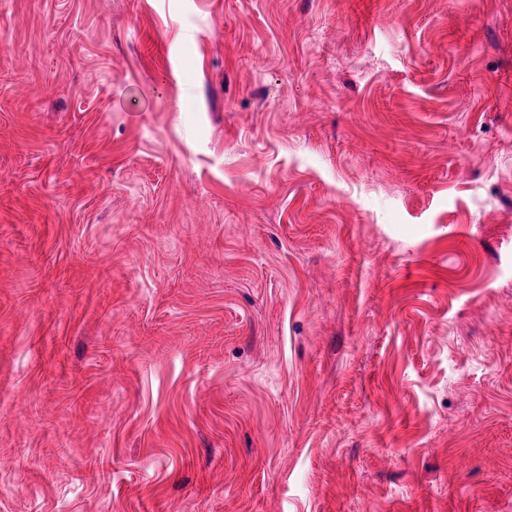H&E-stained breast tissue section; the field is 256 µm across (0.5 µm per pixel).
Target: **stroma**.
I'll use <instances>...</instances> for the list:
<instances>
[{"label": "stroma", "instance_id": "1", "mask_svg": "<svg viewBox=\"0 0 512 512\" xmlns=\"http://www.w3.org/2000/svg\"><path fill=\"white\" fill-rule=\"evenodd\" d=\"M0 512H512V0H0Z\"/></svg>", "mask_w": 512, "mask_h": 512}]
</instances>
